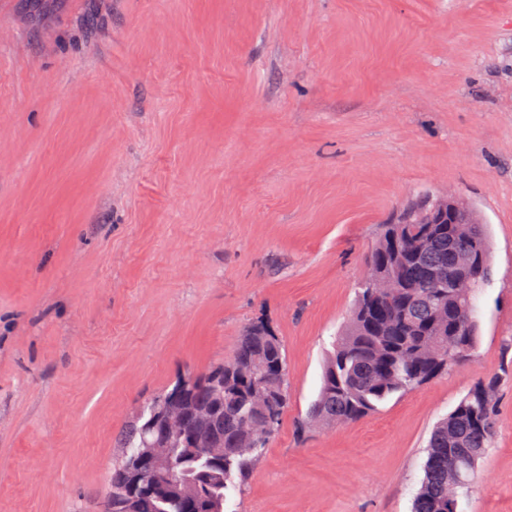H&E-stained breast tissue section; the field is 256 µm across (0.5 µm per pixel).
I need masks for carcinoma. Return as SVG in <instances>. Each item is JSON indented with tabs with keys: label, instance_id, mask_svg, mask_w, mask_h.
I'll list each match as a JSON object with an SVG mask.
<instances>
[{
	"label": "carcinoma",
	"instance_id": "1",
	"mask_svg": "<svg viewBox=\"0 0 512 512\" xmlns=\"http://www.w3.org/2000/svg\"><path fill=\"white\" fill-rule=\"evenodd\" d=\"M472 224H388L367 257L368 278L359 283L349 322L324 361L322 385L309 407L313 423L358 421L399 392L412 391L451 371L472 353L478 340L476 311L458 288H441L448 272L466 271L477 260L468 245ZM286 353L280 338L262 319L240 336L231 360L194 376L189 409L216 408L212 433L224 440L220 469L207 465L201 450L172 441V469L199 488L193 512H211L213 501L241 488L288 408ZM497 382L482 380L428 441L425 476L412 512H448V499L472 483L478 460L495 437ZM273 427L263 432L266 422ZM139 414L119 438L122 458L110 477L109 512H187L184 504L150 487L146 471L129 449L147 434ZM468 448L471 456L448 467V453Z\"/></svg>",
	"mask_w": 512,
	"mask_h": 512
}]
</instances>
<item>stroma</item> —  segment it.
Instances as JSON below:
<instances>
[{"label": "stroma", "mask_w": 512, "mask_h": 512, "mask_svg": "<svg viewBox=\"0 0 512 512\" xmlns=\"http://www.w3.org/2000/svg\"><path fill=\"white\" fill-rule=\"evenodd\" d=\"M0 0V512H99L114 440L262 318L282 424L225 512H411L499 381L461 512H512V0ZM480 210L472 356L298 433L391 213ZM497 392L496 380L477 382L434 427L427 446L425 476L414 496L412 512H461L458 499L449 504L448 511V499L469 487L478 460L493 443ZM452 448L462 449L452 452ZM464 448H470L471 456L453 470L459 458L467 454Z\"/></svg>", "instance_id": "35a3bbf8"}]
</instances>
